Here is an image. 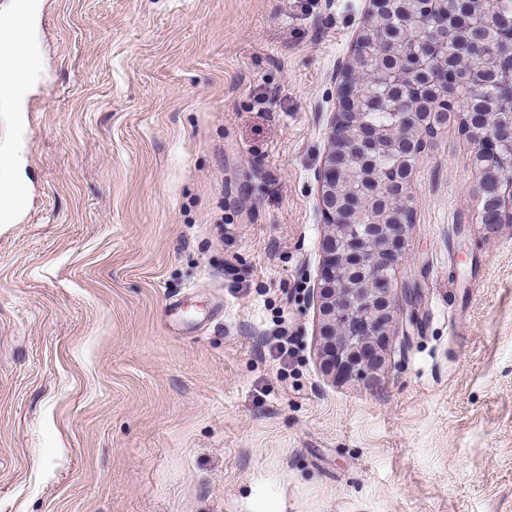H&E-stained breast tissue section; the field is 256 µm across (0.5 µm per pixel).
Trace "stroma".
Here are the masks:
<instances>
[{
	"label": "stroma",
	"instance_id": "35a3bbf8",
	"mask_svg": "<svg viewBox=\"0 0 512 512\" xmlns=\"http://www.w3.org/2000/svg\"><path fill=\"white\" fill-rule=\"evenodd\" d=\"M0 98V512H512V224L427 137L379 370L312 289L364 0H40ZM292 342L281 356L278 337Z\"/></svg>",
	"mask_w": 512,
	"mask_h": 512
}]
</instances>
